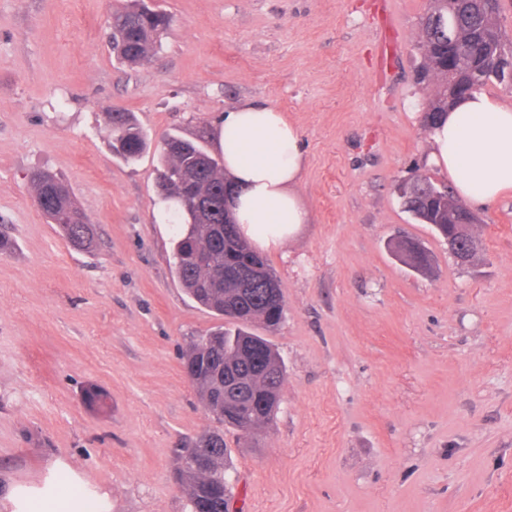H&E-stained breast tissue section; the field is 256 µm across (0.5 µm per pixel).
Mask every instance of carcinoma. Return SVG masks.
<instances>
[{"instance_id":"carcinoma-1","label":"carcinoma","mask_w":512,"mask_h":512,"mask_svg":"<svg viewBox=\"0 0 512 512\" xmlns=\"http://www.w3.org/2000/svg\"><path fill=\"white\" fill-rule=\"evenodd\" d=\"M128 0L112 12L109 43L121 63L138 66L150 61L161 47L171 23L162 10H136ZM500 4L486 0H428L420 20L418 49L422 63L419 82H432L435 92L428 112L440 116L456 100L448 95V82L462 89L479 90L488 82L512 87V72L494 66L498 50L505 48L499 17ZM455 17L456 40L466 50L463 64L448 73L441 53L448 44V16ZM113 153L134 164L148 149V138L135 115L127 110L107 112ZM155 186L170 205L171 217L184 216V205L204 206L194 224H176L172 272L186 294L199 306L220 317L222 323L194 340L186 349L184 368L206 412L217 426L196 443L210 448L212 463L203 474L188 466L189 449L176 457L175 473L187 487L190 512H228L230 490L224 475L227 445L224 429L244 443L253 440L273 419L280 403L285 367L271 342L254 332L259 325L275 330L283 319L282 292L267 287L272 269L268 260L252 250L236 228L224 230V165L201 144L179 134L166 135L155 167ZM413 191L401 197L404 209L425 224L448 235V207L464 208L450 186L416 174ZM30 182L38 209L51 221L62 210L72 212L73 223L59 228L75 249L94 245L93 225L75 206L67 183L58 175L32 172ZM233 384L224 386V377Z\"/></svg>"}]
</instances>
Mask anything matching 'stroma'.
I'll return each instance as SVG.
<instances>
[{"instance_id": "35a3bbf8", "label": "stroma", "mask_w": 512, "mask_h": 512, "mask_svg": "<svg viewBox=\"0 0 512 512\" xmlns=\"http://www.w3.org/2000/svg\"><path fill=\"white\" fill-rule=\"evenodd\" d=\"M123 2L0 0V487L58 460L109 512H187L175 456L213 422L182 355L217 319L172 275L156 152L116 157L107 111L213 153L219 112L256 100L302 133L311 222L266 253L286 374L256 445L226 438L228 512H512V193L478 209L468 268L397 195L428 171L427 0H150L172 22L136 67L106 42ZM36 170L66 181L92 251L34 206ZM398 235L431 275L391 255ZM407 240H412L411 246L408 245ZM413 241H418V243ZM393 248L396 257L416 272L423 275H428L432 272L433 257L419 240L411 237H401L394 242Z\"/></svg>"}]
</instances>
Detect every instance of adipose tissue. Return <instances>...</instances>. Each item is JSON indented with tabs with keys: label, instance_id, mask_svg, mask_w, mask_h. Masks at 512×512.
<instances>
[{
	"label": "adipose tissue",
	"instance_id": "ef3b65f1",
	"mask_svg": "<svg viewBox=\"0 0 512 512\" xmlns=\"http://www.w3.org/2000/svg\"><path fill=\"white\" fill-rule=\"evenodd\" d=\"M219 145L232 192L228 209L240 234L260 251L281 247L311 215L295 188L305 157L299 128L266 104L225 111ZM429 167L447 173L454 191L484 208L512 190V105L484 91L459 99L428 131ZM21 512H86L78 484L50 492L12 485L0 498Z\"/></svg>",
	"mask_w": 512,
	"mask_h": 512
}]
</instances>
